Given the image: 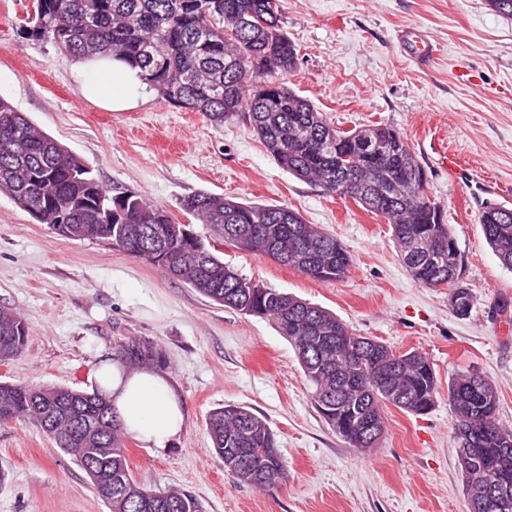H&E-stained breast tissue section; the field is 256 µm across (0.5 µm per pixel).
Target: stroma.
Wrapping results in <instances>:
<instances>
[{"instance_id":"stroma-1","label":"stroma","mask_w":512,"mask_h":512,"mask_svg":"<svg viewBox=\"0 0 512 512\" xmlns=\"http://www.w3.org/2000/svg\"><path fill=\"white\" fill-rule=\"evenodd\" d=\"M34 0H0V96L80 156L108 190L132 192L210 231L181 207L197 192L285 205L336 236L352 258L347 275L319 282L232 248L239 274L335 313L359 336L425 355L439 379L426 414L385 410L384 436L368 454L317 413L313 388L290 342L271 321L202 296L107 240H66L0 195V307L29 329L0 382L85 388L115 342L153 341L185 411L168 448L127 442L139 483L191 491L202 512H467L448 405V381L475 371L496 384L498 420L512 427V272L479 224L482 202L512 204V19L485 0H280L281 26L300 49L289 80L336 127L383 124L402 133L442 206L472 294L456 315L448 291L417 284L386 220L322 194L283 171L251 126H216L149 90L128 111L88 101L78 61L24 32ZM428 33L436 58L419 66L399 46L406 28ZM454 155L448 172L440 153ZM225 405L264 417L288 466L276 492L238 485L212 449L205 419ZM0 512H108L86 474L40 430L0 427Z\"/></svg>"}]
</instances>
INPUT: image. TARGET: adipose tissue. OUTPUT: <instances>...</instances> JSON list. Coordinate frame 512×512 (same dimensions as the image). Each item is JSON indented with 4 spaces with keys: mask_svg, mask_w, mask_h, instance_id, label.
<instances>
[{
    "mask_svg": "<svg viewBox=\"0 0 512 512\" xmlns=\"http://www.w3.org/2000/svg\"><path fill=\"white\" fill-rule=\"evenodd\" d=\"M78 74L83 95L114 111L129 109L146 95L139 68L119 58L81 61ZM99 379L129 434L164 448L182 432L185 412L165 373L149 368L130 373L107 360Z\"/></svg>",
    "mask_w": 512,
    "mask_h": 512,
    "instance_id": "ef3b65f1",
    "label": "adipose tissue"
}]
</instances>
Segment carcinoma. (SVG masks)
<instances>
[{"label":"carcinoma","mask_w":512,"mask_h":512,"mask_svg":"<svg viewBox=\"0 0 512 512\" xmlns=\"http://www.w3.org/2000/svg\"><path fill=\"white\" fill-rule=\"evenodd\" d=\"M278 0H35L26 32L76 59L112 55L139 67L168 102L199 112L212 124L243 117L277 165L325 195L337 185L361 188L356 203L384 218L399 258L427 288H450V305L468 314L472 297L460 279V251L440 205L427 194L424 166L403 135L387 125L340 129L309 99L278 78L294 70L299 49L279 26ZM0 193L66 239H103L187 282L204 297L242 315L269 318L290 341L324 422L351 447L369 452L385 430L384 408L425 414L438 379L418 352L396 354L356 336L335 314L239 274L194 233L168 222V212L134 193L106 190L86 163L43 133L0 97ZM182 207L207 225L221 245L271 258L322 282L343 279L351 257L335 236L284 205H266L207 192ZM484 238L512 271V207L487 203L479 211ZM24 320L0 308V351L22 353ZM150 341L115 344L112 360L129 369L163 368ZM498 391L477 372L448 382L457 454L468 512L486 499L497 473L494 457L512 471V428L496 418ZM29 422L78 463L109 512H201L180 489L139 484L126 456V433L100 386L41 388L0 383V425ZM214 452L237 484L275 491L288 481L267 421L244 406L212 410L206 419ZM252 458V475L239 458Z\"/></svg>","instance_id":"carcinoma-1"}]
</instances>
